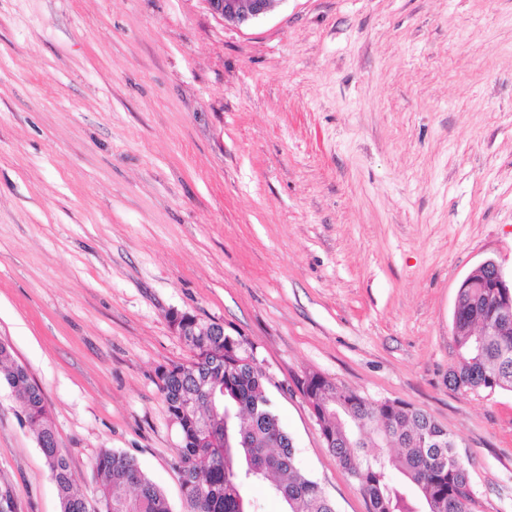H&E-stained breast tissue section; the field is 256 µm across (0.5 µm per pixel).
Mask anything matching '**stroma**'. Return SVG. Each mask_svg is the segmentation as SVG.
Returning a JSON list of instances; mask_svg holds the SVG:
<instances>
[{"label": "stroma", "mask_w": 512, "mask_h": 512, "mask_svg": "<svg viewBox=\"0 0 512 512\" xmlns=\"http://www.w3.org/2000/svg\"><path fill=\"white\" fill-rule=\"evenodd\" d=\"M512 275V0H0V342L86 493L100 449L173 504L156 371L178 309L244 336L298 464L368 512L295 386L318 373L456 436L473 512H512V392L463 395L458 287ZM0 489L60 512L0 382ZM208 12L223 23L241 26L266 15L275 0H203Z\"/></svg>", "instance_id": "35a3bbf8"}]
</instances>
